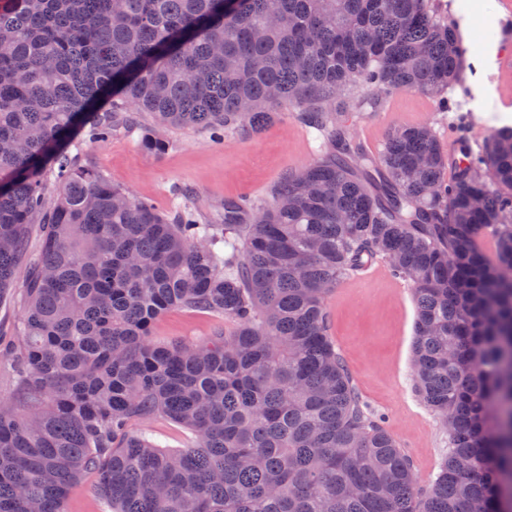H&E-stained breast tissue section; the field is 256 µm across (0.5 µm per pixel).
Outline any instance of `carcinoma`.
I'll return each mask as SVG.
<instances>
[{
    "label": "carcinoma",
    "instance_id": "carcinoma-1",
    "mask_svg": "<svg viewBox=\"0 0 512 512\" xmlns=\"http://www.w3.org/2000/svg\"><path fill=\"white\" fill-rule=\"evenodd\" d=\"M237 2L0 0V302L23 308L0 512H65L88 472L111 512H512V127L449 151L405 124L377 154L350 132L351 85L448 111L467 54L448 8ZM281 108L319 157L217 224L191 190L161 210L87 160L144 114L221 139ZM382 262L414 294L415 393L448 431L424 492L330 339L327 294ZM172 308L234 329L157 343ZM157 417L192 443L131 429Z\"/></svg>",
    "mask_w": 512,
    "mask_h": 512
}]
</instances>
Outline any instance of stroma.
I'll use <instances>...</instances> for the list:
<instances>
[{"mask_svg":"<svg viewBox=\"0 0 512 512\" xmlns=\"http://www.w3.org/2000/svg\"><path fill=\"white\" fill-rule=\"evenodd\" d=\"M491 4L490 26H475L476 5ZM468 49L465 81L473 97L449 91L462 111L476 115L473 138L497 127L501 109L512 111V71L502 69L501 58L512 54V0H468L455 11ZM357 117L350 130L367 145H383L400 124H430L444 143L455 137L453 125L438 110L436 98L400 91L370 112L368 95L360 87L347 93ZM161 154L145 149L141 135L117 132L88 148V156L112 184L134 196L168 206L178 186L193 188L202 204L201 221H214L224 212V201L241 195L265 199L284 172L315 160L312 136L289 114L279 116L257 133L246 132L212 141L200 128H172ZM331 338L343 357L368 409L379 417L409 459L420 488H428L440 469L448 438L433 413L414 392L410 360L416 308L407 284L386 265L373 266L344 280L327 297ZM231 331L223 318L175 309L154 324L156 340L202 341L216 329Z\"/></svg>","mask_w":512,"mask_h":512,"instance_id":"1","label":"stroma"}]
</instances>
